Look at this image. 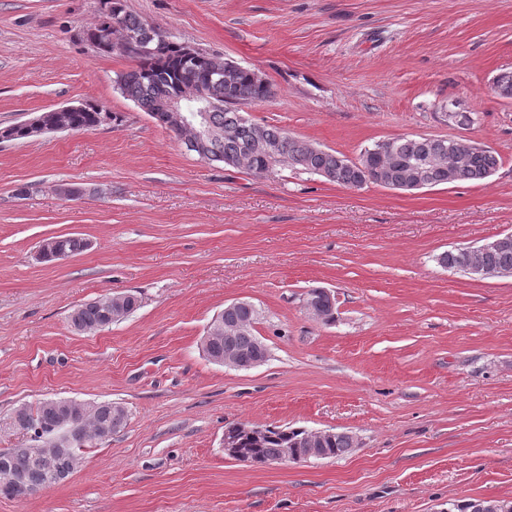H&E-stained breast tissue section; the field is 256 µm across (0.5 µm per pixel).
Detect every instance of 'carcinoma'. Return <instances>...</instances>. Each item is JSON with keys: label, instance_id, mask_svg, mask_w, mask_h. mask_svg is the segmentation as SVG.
Returning a JSON list of instances; mask_svg holds the SVG:
<instances>
[{"label": "carcinoma", "instance_id": "1", "mask_svg": "<svg viewBox=\"0 0 512 512\" xmlns=\"http://www.w3.org/2000/svg\"><path fill=\"white\" fill-rule=\"evenodd\" d=\"M106 2L112 6V15L100 14L98 21L87 29V41H92V36L107 24L111 16L120 22V27L112 30L116 36L126 33L143 37L158 34L128 9L126 0ZM208 59L209 54L197 50L191 56L184 55L180 44L175 42L165 46L156 56L132 57L135 66L117 75V82L125 97L138 103L160 123L166 116L160 111L161 104L169 97L179 96L186 80L204 79ZM271 95L270 84L255 81L248 67L238 73L232 84L215 88L217 106L209 113V120L219 132V137L209 142L207 148L211 164L233 170L243 169L259 176L277 166H287L322 176L345 188L362 186L368 170L381 180L380 186L385 188L397 186L418 174L425 187L432 188L462 182L479 183L490 177L500 163L498 153L488 147L470 151L461 161L451 153L450 141L441 137L391 138L388 150L380 151V145L376 143L353 160L340 152L325 150L292 136L277 126L255 123L235 109L240 104L263 102ZM67 119L78 131L88 132L108 119H118V116L88 104L79 112L69 113ZM258 136L275 146L276 153L269 155L256 149ZM56 245L70 255L80 254L88 248V242L76 236L58 237ZM484 262L492 268L512 271V246L485 254ZM103 300L104 297L100 296L73 308L69 315L70 326L82 333L106 329ZM219 316L223 331L204 336V354L211 361L222 360L224 331L240 327L245 334L237 344L242 362L249 363L253 357L251 336L255 335V308L247 302L232 310H223ZM72 413L74 420L88 434V445L99 442L100 430L106 429L113 435L128 421L126 408L112 401L98 403L93 412L81 413L74 409ZM63 414L64 410L48 398L15 411L12 426L26 435V440L19 446L0 452V496L31 497L72 475L78 449L71 448L48 461L45 450L35 446L36 429L53 424ZM303 434L304 428L291 426L267 427L259 438L242 433L238 435L239 461L257 466L272 463L280 456V449L289 447ZM315 447L322 458H337L355 448V439L347 432L338 431L334 438L318 442ZM11 473L20 475L23 483L16 485L8 480Z\"/></svg>", "mask_w": 512, "mask_h": 512}]
</instances>
